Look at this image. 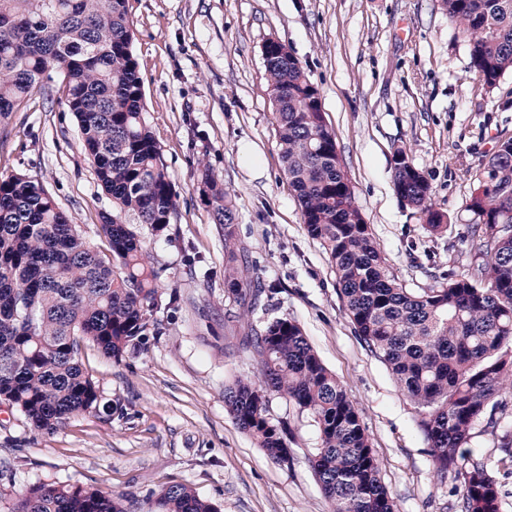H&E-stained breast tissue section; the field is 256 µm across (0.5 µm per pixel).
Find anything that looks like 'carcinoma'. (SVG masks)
Masks as SVG:
<instances>
[{"instance_id":"1","label":"carcinoma","mask_w":512,"mask_h":512,"mask_svg":"<svg viewBox=\"0 0 512 512\" xmlns=\"http://www.w3.org/2000/svg\"><path fill=\"white\" fill-rule=\"evenodd\" d=\"M127 0H0V124L52 75L62 76L84 152L112 197L102 216L104 247L88 245L47 187L22 174L0 175V401L37 430L71 417L112 415V403L79 361L90 342L119 361L159 335L160 271L146 259L136 225L168 236L176 193L162 147L146 123L140 65L132 51ZM471 47V68L489 89L512 71V0H440ZM274 94L277 144L308 235L324 248L355 333L388 367L418 414L440 479L456 469L462 512H500L483 463L470 460L473 430L499 426L512 393V136L473 175L467 208L470 261L460 274L434 276L419 292L390 271L329 129L320 93L292 54L273 48L264 63ZM205 202L224 225V288L244 318L263 289L236 265V213L223 184L198 162ZM400 202L420 214L429 235L448 232L431 202L425 173L403 150L393 158ZM250 345L261 384L238 377L224 404L269 458L288 463V426L271 417L274 394L318 429L312 468L332 512H396L382 484L359 411L288 317L268 322ZM158 512H216L187 484L154 493ZM18 512H126L101 492L32 485Z\"/></svg>"}]
</instances>
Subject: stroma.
Segmentation results:
<instances>
[{
  "label": "stroma",
  "instance_id": "obj_1",
  "mask_svg": "<svg viewBox=\"0 0 512 512\" xmlns=\"http://www.w3.org/2000/svg\"><path fill=\"white\" fill-rule=\"evenodd\" d=\"M140 64L145 118L178 194L171 241L147 239L160 270L162 335L121 361L84 343L80 360L108 418L72 417L51 434L0 405V512H14L30 485L94 488L150 512L153 494L191 485L218 512H329L311 459L313 423L280 398L270 413L287 422L291 458L281 465L257 448L224 406L236 377L260 380L245 339L280 317L296 320L361 413L380 476L398 512H461L456 476L439 480L411 401L355 334L328 257L308 236L284 173L262 48L288 44L318 87L355 199L391 271L420 290L433 280L432 241L392 183L393 155L405 149L431 184L432 203L455 239L437 249L441 268L464 271L471 174L501 133L512 135V72L487 90L470 68V47L439 0H127ZM60 77L0 126V174L42 181L86 240L100 246L101 213L112 199L80 144ZM229 189L245 255L244 279L261 283L250 321L236 318L224 290V227L203 199L198 161ZM476 426L475 460L496 482L500 512H512V459L502 432Z\"/></svg>",
  "mask_w": 512,
  "mask_h": 512
}]
</instances>
